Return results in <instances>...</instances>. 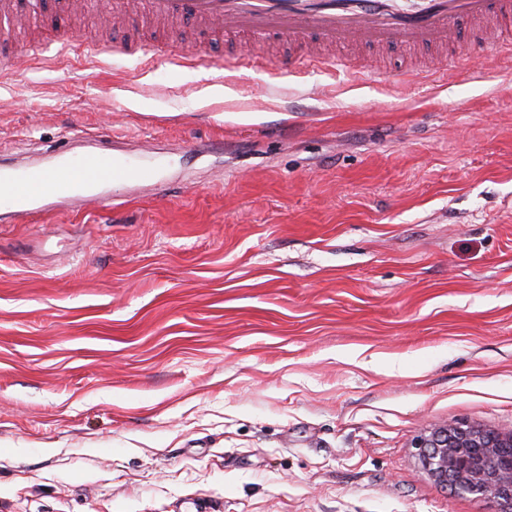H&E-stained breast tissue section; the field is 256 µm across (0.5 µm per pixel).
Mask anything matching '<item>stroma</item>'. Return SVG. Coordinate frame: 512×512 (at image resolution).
Segmentation results:
<instances>
[{
	"instance_id": "35a3bbf8",
	"label": "stroma",
	"mask_w": 512,
	"mask_h": 512,
	"mask_svg": "<svg viewBox=\"0 0 512 512\" xmlns=\"http://www.w3.org/2000/svg\"><path fill=\"white\" fill-rule=\"evenodd\" d=\"M0 47V170L91 148L155 170L112 206L0 211V512H490L414 439L512 427V29L432 53L199 37L201 73ZM256 55L254 54H246L241 55L232 59H214L205 53L197 46H193L191 48L181 47L177 53L171 54V59L173 61H178L182 63L184 60L191 61L193 66L195 67H205L208 69L215 70H227L229 68L236 70H247L253 67L254 58Z\"/></svg>"
}]
</instances>
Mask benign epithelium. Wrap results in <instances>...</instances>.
<instances>
[{
  "instance_id": "7a95c632",
  "label": "benign epithelium",
  "mask_w": 512,
  "mask_h": 512,
  "mask_svg": "<svg viewBox=\"0 0 512 512\" xmlns=\"http://www.w3.org/2000/svg\"><path fill=\"white\" fill-rule=\"evenodd\" d=\"M423 471L441 486L483 498L494 512H512V428L490 430L466 422L431 428L414 442Z\"/></svg>"
}]
</instances>
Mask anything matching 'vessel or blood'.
<instances>
[{
    "label": "vessel or blood",
    "instance_id": "vessel-or-blood-1",
    "mask_svg": "<svg viewBox=\"0 0 512 512\" xmlns=\"http://www.w3.org/2000/svg\"><path fill=\"white\" fill-rule=\"evenodd\" d=\"M116 11H135L142 18L192 20L225 35L248 34L257 39L278 36L289 43L308 44L295 66L313 63L335 65L323 55L324 45L376 47H429L447 44L458 16L479 24L476 39L485 49L499 43L497 22L512 17V0H112ZM175 61L215 70H247L253 55L232 59L212 58L199 47H183ZM144 165L113 158L90 149L54 171L32 167L14 178L0 177V203L33 212L31 187L45 195L64 196L99 184L134 185L149 180Z\"/></svg>",
    "mask_w": 512,
    "mask_h": 512
}]
</instances>
